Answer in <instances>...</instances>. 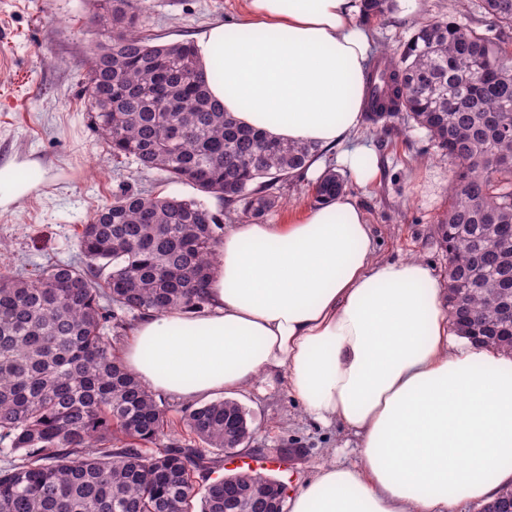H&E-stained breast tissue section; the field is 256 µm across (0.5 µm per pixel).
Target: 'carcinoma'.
<instances>
[{"label": "carcinoma", "instance_id": "1", "mask_svg": "<svg viewBox=\"0 0 512 512\" xmlns=\"http://www.w3.org/2000/svg\"><path fill=\"white\" fill-rule=\"evenodd\" d=\"M498 35L450 18L422 23L399 49L369 60L363 112H396L425 129L452 165L448 212L437 227L448 253V316L461 336H494L512 352V0H482ZM110 35L91 51L86 108L112 157L188 181L261 222L273 189L304 172L318 148L245 129L212 104L189 41L155 44L131 0H106ZM395 0H360L366 22ZM345 187L327 172L324 202ZM223 224L203 203L122 190L82 225L78 264L34 278L0 275V512H224V482L197 488L248 442L245 411L219 399L185 410L193 438L171 442L151 391L112 354V332L148 313L207 303ZM252 480L284 503V485Z\"/></svg>", "mask_w": 512, "mask_h": 512}]
</instances>
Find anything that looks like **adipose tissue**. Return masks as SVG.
<instances>
[{
  "label": "adipose tissue",
  "instance_id": "1",
  "mask_svg": "<svg viewBox=\"0 0 512 512\" xmlns=\"http://www.w3.org/2000/svg\"><path fill=\"white\" fill-rule=\"evenodd\" d=\"M356 0H246L234 25L196 35L213 103L240 126L340 151L355 182L378 165L346 144L363 119L371 38ZM45 171L24 156L0 167V211ZM448 283L423 260L379 258L348 195L288 224L225 233L206 307L142 317L123 367L154 391L203 400L284 373L314 423L358 438V459L328 464L288 498L289 512H457L512 485V355L448 346Z\"/></svg>",
  "mask_w": 512,
  "mask_h": 512
}]
</instances>
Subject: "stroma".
<instances>
[{
	"label": "stroma",
	"mask_w": 512,
	"mask_h": 512,
	"mask_svg": "<svg viewBox=\"0 0 512 512\" xmlns=\"http://www.w3.org/2000/svg\"><path fill=\"white\" fill-rule=\"evenodd\" d=\"M481 0H396L384 19L368 23L374 50H392L423 21L455 18L485 30ZM146 35L168 43L191 40L210 24L235 23L244 0H137ZM102 0H0V164L33 154L46 170L38 191L0 212V274L25 278L40 266L79 255L77 235L95 211L123 188L148 189L203 202L225 224L242 220L240 206H226L188 182L168 183L154 170L113 159L91 121L83 89L87 59L103 40ZM376 157L377 180L346 191L364 210L382 258H419L439 275L448 257L437 243L438 222L448 210V159L427 132L404 128L394 135L361 123L350 141ZM315 181L300 177L276 191L265 220L285 224L314 204ZM249 413L252 437L243 450L263 456L289 454L274 476L295 490L325 464L352 463L356 437L340 425L312 422L288 394L283 376L259 378L233 395Z\"/></svg>",
	"instance_id": "stroma-1"
}]
</instances>
